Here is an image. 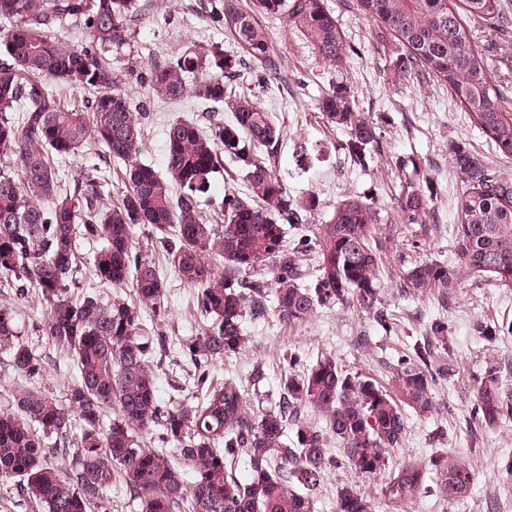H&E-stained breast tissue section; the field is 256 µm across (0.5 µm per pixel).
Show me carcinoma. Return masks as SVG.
Listing matches in <instances>:
<instances>
[{
  "label": "carcinoma",
  "mask_w": 512,
  "mask_h": 512,
  "mask_svg": "<svg viewBox=\"0 0 512 512\" xmlns=\"http://www.w3.org/2000/svg\"><path fill=\"white\" fill-rule=\"evenodd\" d=\"M357 7L397 42L402 76L425 73L448 89L473 127L512 158V105L489 75L470 25L480 21L492 32L512 26L502 0H357ZM136 13L135 0H0V286L15 289L21 300L27 286L36 288L44 305L37 331L71 358L75 370L65 402L38 391L34 383L49 363L19 337L13 311L0 308V354L22 381L12 392L13 410L0 413V478L18 479L20 492L45 512H93L117 483L139 512H316L312 491L328 469L380 474L406 433L404 407L420 415L434 409L438 372L432 357L435 349L448 348V323L433 321L425 342L398 359L391 391L346 372L331 357L307 365L288 353L277 409L259 419L248 414L239 381L208 383L201 360L238 352L246 317L267 311L263 286L248 279L253 272L271 274L274 312L288 325L308 320L322 306L356 302L372 309L378 302L383 262L375 239L380 220L371 204L345 197L327 221L288 247L285 225L304 224L316 200L294 203L263 158L274 154L282 126L254 94L277 78L281 56L260 22L265 15H286L329 66H343L356 50L322 0H251L245 9L237 0H208L209 21L253 66L242 83L237 58L218 46L195 45L150 66L149 97H193L227 112L208 131L192 121L170 123L162 175L137 162L146 113L117 90L106 56L130 39ZM72 27L83 30L84 41L70 39ZM54 83L89 97L68 105ZM319 112L348 134L351 161L365 166L377 132L354 111L350 90L323 95ZM86 146L128 164L129 189L113 208H103L106 180L95 166L74 190H64L58 161ZM224 155L243 173L247 192L225 189L224 224H207L199 198ZM451 158L466 186L454 227L459 267L417 265L406 287L443 295L463 273L511 289L512 181L490 172L460 144L452 146ZM424 205L423 190L410 194L402 222L418 223ZM141 224L153 229L176 275L197 288L201 332L182 347L194 366L193 385L204 392L193 407L164 411L159 403L152 345L140 334V316L161 320L167 306L154 263L133 245ZM81 239L102 241L93 257L96 279L106 288L132 283L136 304L71 293L82 264ZM310 251L316 255L313 273L303 265ZM213 256L224 260V271H216ZM112 404L117 418L106 427L104 410ZM307 408L322 415L326 429L303 417ZM474 414L486 427L500 426L512 418V391L487 378ZM156 424L163 428L162 442L176 448L191 471V483L166 452L144 443L143 434ZM332 438L343 455L333 456ZM72 445L70 467L54 465L51 457L69 456ZM242 457L251 466L245 479L236 473ZM432 467L444 496L468 494L474 481L468 464L441 456L428 465L410 459L399 464L387 497L418 498L429 489ZM336 512H375V506L361 490L343 487Z\"/></svg>",
  "instance_id": "cac0c4a2"
}]
</instances>
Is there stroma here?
Returning <instances> with one entry per match:
<instances>
[{
  "mask_svg": "<svg viewBox=\"0 0 512 512\" xmlns=\"http://www.w3.org/2000/svg\"><path fill=\"white\" fill-rule=\"evenodd\" d=\"M145 9L132 27L128 44L113 48L112 66L118 87L134 104L144 106L140 162L164 172L165 132L176 120L210 126L224 118L207 105L188 98L179 102L150 100L142 81L149 67L182 47L232 43L199 10V0H140ZM336 16L349 43L358 54L343 67L321 62L301 34L284 16L262 19L270 37L282 51L280 79L258 90L266 111L284 125L281 145L271 160L272 169L294 202H319L308 213V224L324 222L338 200L348 194L372 197L380 218L379 244L384 262L383 286L378 306L392 314L394 327L384 332L372 311L359 306L334 305L318 309L308 322L292 327L280 324L274 311L246 322L247 340L235 354L211 361L212 383L225 377L241 380L253 417L274 408L283 389V358L295 351L306 360L333 357L344 370L390 385L393 367L433 319L447 322L450 348L437 351L436 366L442 371L433 390L431 413H409L406 434L389 458L390 467L405 459L429 462L438 456H464L474 473L469 494L448 499L436 494L413 502L386 497V476L366 478L350 468L332 469L315 490L319 512H336V490L349 485L374 501L377 512H512V475L504 466L512 462V421L488 428L475 419L477 390L490 373L512 387V334L493 339L480 334L483 326L512 323V290L496 288L481 279L460 276L447 299L436 289L417 291L403 287L406 272L425 262L456 264L453 226L459 221L465 185L451 161V148L460 143L472 150L502 177L512 180V160L498 158L494 149L468 120L446 88L431 78L402 77L397 68L394 41L381 40L378 28L357 9V0H324ZM487 50L490 75L504 99L512 103V36L499 38L480 27ZM344 86L355 98L356 108L379 129V143L366 166L351 161L345 148L347 136L322 118L317 104L322 95ZM416 158L429 179L432 195L417 224L400 220L406 200L401 161ZM136 249L155 263L163 281L168 314L163 321L143 318L146 336L163 331L166 337L188 342L198 336L201 322L193 300L194 287L181 282L164 257V251L148 227H138ZM12 304L20 335L29 346L51 360L40 382L42 391L64 400L71 365L63 352L35 330L42 313L36 292L14 302L13 292L0 290V305ZM158 398L165 406H191L197 394L186 387L184 373L171 357H152Z\"/></svg>",
  "mask_w": 512,
  "mask_h": 512,
  "instance_id": "obj_1",
  "label": "stroma"
}]
</instances>
